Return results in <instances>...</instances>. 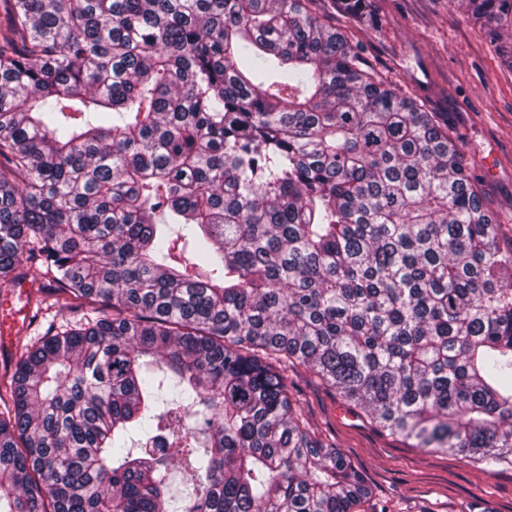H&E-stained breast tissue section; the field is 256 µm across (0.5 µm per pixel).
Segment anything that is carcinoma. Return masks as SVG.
<instances>
[{
    "mask_svg": "<svg viewBox=\"0 0 512 512\" xmlns=\"http://www.w3.org/2000/svg\"><path fill=\"white\" fill-rule=\"evenodd\" d=\"M311 2L0 0V286L81 314L0 377V512H355L296 364L512 469V245L448 127ZM458 2L512 70V0Z\"/></svg>",
    "mask_w": 512,
    "mask_h": 512,
    "instance_id": "obj_1",
    "label": "carcinoma"
}]
</instances>
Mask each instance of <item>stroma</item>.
Returning a JSON list of instances; mask_svg holds the SVG:
<instances>
[{"mask_svg": "<svg viewBox=\"0 0 512 512\" xmlns=\"http://www.w3.org/2000/svg\"><path fill=\"white\" fill-rule=\"evenodd\" d=\"M377 31H354L364 60L448 124L485 207L512 241V72L501 66L486 29L456 0H374ZM30 282L0 287V375L10 374L23 345L48 322L70 314L37 310ZM288 393L313 432L349 456L372 489L359 512H512V470L494 474L450 454L412 447L349 409L336 391L303 366L288 370Z\"/></svg>", "mask_w": 512, "mask_h": 512, "instance_id": "35a3bbf8", "label": "stroma"}]
</instances>
